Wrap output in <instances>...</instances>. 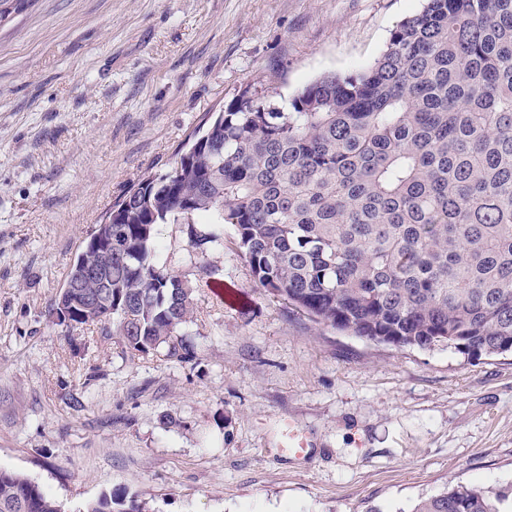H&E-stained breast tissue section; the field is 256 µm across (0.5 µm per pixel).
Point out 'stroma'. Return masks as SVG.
Segmentation results:
<instances>
[{
  "label": "stroma",
  "mask_w": 512,
  "mask_h": 512,
  "mask_svg": "<svg viewBox=\"0 0 512 512\" xmlns=\"http://www.w3.org/2000/svg\"><path fill=\"white\" fill-rule=\"evenodd\" d=\"M422 0H28L0 20V467L80 512H410L512 493V354L377 344L256 282L231 225L185 360L49 312L113 203L244 89L370 65ZM311 443L281 453L285 424ZM509 501L505 492L489 495L465 484H457L451 489L420 499L413 512H511L512 497L508 508H501ZM511 510H508V509ZM142 512L140 504L135 500H127L113 492L103 493L98 498L88 502L80 512Z\"/></svg>",
  "instance_id": "35a3bbf8"
}]
</instances>
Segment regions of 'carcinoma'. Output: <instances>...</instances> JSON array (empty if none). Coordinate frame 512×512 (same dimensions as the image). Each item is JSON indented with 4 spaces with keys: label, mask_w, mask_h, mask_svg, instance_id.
<instances>
[{
    "label": "carcinoma",
    "mask_w": 512,
    "mask_h": 512,
    "mask_svg": "<svg viewBox=\"0 0 512 512\" xmlns=\"http://www.w3.org/2000/svg\"><path fill=\"white\" fill-rule=\"evenodd\" d=\"M112 288L95 318L133 355L184 358L172 336L230 224L258 284L321 325L396 347L512 353V0H423L366 68L323 75L283 110L245 89L106 216ZM185 224L199 258L155 259L156 227ZM89 243L71 268L99 263ZM505 492L457 484L413 512H512ZM0 512H65L0 468ZM82 512H142L113 492Z\"/></svg>",
    "instance_id": "1"
}]
</instances>
